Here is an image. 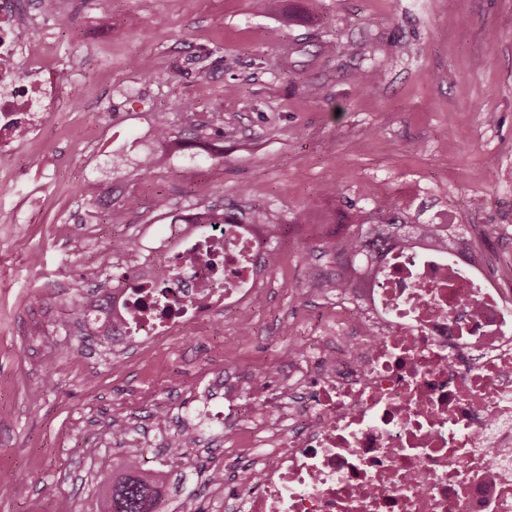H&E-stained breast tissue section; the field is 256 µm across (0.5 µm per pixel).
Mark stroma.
Listing matches in <instances>:
<instances>
[{"instance_id": "35a3bbf8", "label": "stroma", "mask_w": 512, "mask_h": 512, "mask_svg": "<svg viewBox=\"0 0 512 512\" xmlns=\"http://www.w3.org/2000/svg\"><path fill=\"white\" fill-rule=\"evenodd\" d=\"M276 4L112 0L105 19L94 0H65L46 26L57 58L79 63L62 95L111 94L112 112L67 115L21 149L28 175L0 192V476L13 487L0 512H97L100 475L133 455L172 503L206 499L164 465L154 413L194 417L196 387L222 371L279 388L295 337L332 316L309 285L337 270L329 242L387 203L407 201L413 223L489 225L473 248L512 254V0ZM159 121L203 125L207 143L145 173ZM97 187L112 219L89 237L62 217ZM160 196L173 214L261 208L285 225L258 304L129 354L63 329L101 251L117 275L130 238L154 246ZM116 420L148 448L124 447Z\"/></svg>"}]
</instances>
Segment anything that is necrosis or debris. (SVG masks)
<instances>
[{
  "label": "necrosis or debris",
  "instance_id": "1",
  "mask_svg": "<svg viewBox=\"0 0 512 512\" xmlns=\"http://www.w3.org/2000/svg\"><path fill=\"white\" fill-rule=\"evenodd\" d=\"M17 0H0V166L43 136L65 69ZM260 234L172 224L139 282L174 305L129 319L115 345L146 346L249 301L269 259ZM380 280L338 295L335 327L308 337L286 389L250 402L222 441L246 465L208 479L220 512H512V285L432 245L384 252Z\"/></svg>",
  "mask_w": 512,
  "mask_h": 512
}]
</instances>
